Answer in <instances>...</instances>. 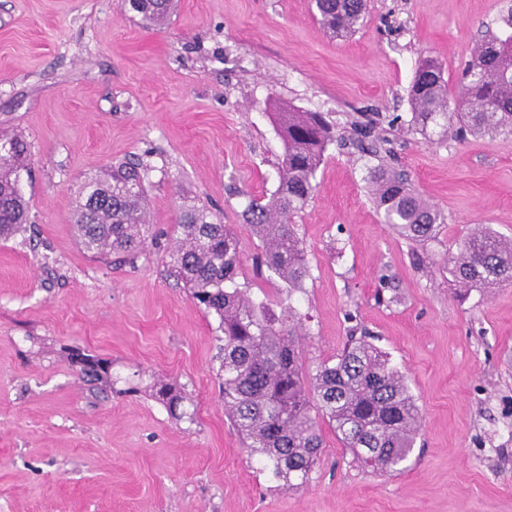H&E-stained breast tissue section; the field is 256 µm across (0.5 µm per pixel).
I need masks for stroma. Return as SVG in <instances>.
<instances>
[{
    "label": "stroma",
    "instance_id": "1",
    "mask_svg": "<svg viewBox=\"0 0 512 512\" xmlns=\"http://www.w3.org/2000/svg\"><path fill=\"white\" fill-rule=\"evenodd\" d=\"M488 31L512 34V0H367L345 37L311 0H174L156 27L119 0H0V129L31 150L30 222L0 240V512H512V285L464 292L449 271L478 225L512 240V137L409 123L419 58L456 88ZM282 104L336 131L292 218L310 267L294 293L256 270L241 218L278 186ZM144 154L164 238L115 267L79 246L74 200ZM379 164L444 214L433 240L383 224ZM193 203L239 231L252 297L306 314L307 373L361 332L404 373L421 422L403 473L364 466L328 427L301 487L260 471L224 414L218 320L167 274ZM83 354L101 380L83 377ZM160 378L187 393L182 419L153 397Z\"/></svg>",
    "mask_w": 512,
    "mask_h": 512
}]
</instances>
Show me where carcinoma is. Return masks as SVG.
<instances>
[{
    "mask_svg": "<svg viewBox=\"0 0 512 512\" xmlns=\"http://www.w3.org/2000/svg\"><path fill=\"white\" fill-rule=\"evenodd\" d=\"M314 2L320 22L336 37L352 32L365 10V0ZM120 6L160 26L172 0H121ZM409 100L411 122L423 133L433 124L450 136L459 128L475 135L512 136V35L475 49L453 98L442 65L430 57L420 59ZM276 117L285 143L278 186L269 196L251 197L243 215L245 228L259 241L257 263L291 294L304 288L309 266L288 217L313 194L316 172L334 134L317 112L290 110ZM29 163L28 143L14 133H0V240L10 239L27 223L19 179ZM151 172L138 157L84 183L74 229L87 252L131 264L156 245L144 207ZM369 192L384 223L411 242L433 238L444 223L442 212L407 179L382 165L371 174ZM177 227L168 275L218 318L224 412L261 470L288 489L305 483L323 445L322 421L360 463L397 470L414 447L420 422V409L402 372L364 334L350 340L336 361L320 363L307 376L298 346L305 315L291 305L277 310L239 286L243 252L231 225L208 207L192 204L182 209ZM451 264L462 288H484L491 280L512 285V244L487 227L465 239ZM153 390L177 415L186 399L183 388L159 379Z\"/></svg>",
    "mask_w": 512,
    "mask_h": 512,
    "instance_id": "1",
    "label": "carcinoma"
}]
</instances>
